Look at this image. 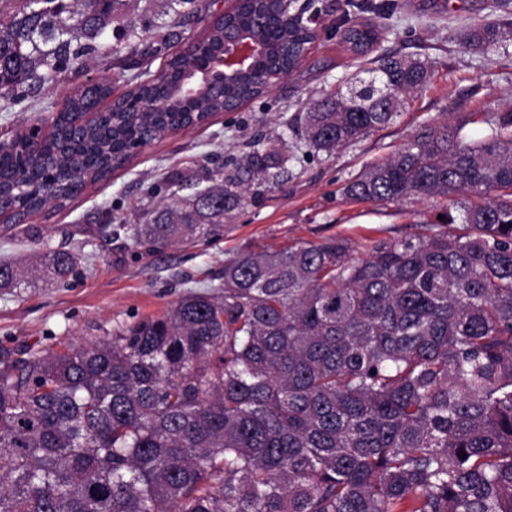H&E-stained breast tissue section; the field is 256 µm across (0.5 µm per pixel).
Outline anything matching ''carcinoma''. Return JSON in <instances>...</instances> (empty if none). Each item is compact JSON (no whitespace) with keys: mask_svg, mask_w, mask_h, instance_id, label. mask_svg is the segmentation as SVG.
I'll return each instance as SVG.
<instances>
[{"mask_svg":"<svg viewBox=\"0 0 512 512\" xmlns=\"http://www.w3.org/2000/svg\"><path fill=\"white\" fill-rule=\"evenodd\" d=\"M130 2L0 0L1 97L35 98L94 61L134 72L126 98L78 129L112 88L70 96L45 149L0 143L1 211L57 206L112 155L262 97L245 76L221 95L198 87L223 25L269 49L271 81L317 38L273 0H242L142 83L135 70L201 5L161 0L168 24L126 19ZM381 29L353 24L343 42L364 54ZM508 34L488 22L458 41L486 48ZM363 74L295 115L306 146L331 154L362 140L433 78L424 61L390 54ZM128 98L164 109L137 112ZM487 123L473 142L428 125L343 187L372 203L474 196L460 233L381 240L362 259L342 238L242 253L224 264L220 298L189 294L95 344L0 358V512H512V111ZM282 166L255 149L237 173L153 210L139 237L157 252L218 239L249 182L274 183ZM75 268L60 250L25 270L0 261V290L39 272L64 283Z\"/></svg>","mask_w":512,"mask_h":512,"instance_id":"1","label":"carcinoma"}]
</instances>
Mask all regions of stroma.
<instances>
[{"label": "stroma", "instance_id": "stroma-1", "mask_svg": "<svg viewBox=\"0 0 512 512\" xmlns=\"http://www.w3.org/2000/svg\"><path fill=\"white\" fill-rule=\"evenodd\" d=\"M330 2L329 27L303 64L265 97L147 144L123 166L88 184L65 208L29 216L38 239L0 225V260L24 262L46 247L71 251L77 260V274L67 284L39 281L0 290V356L43 355L95 342L163 314L187 294H218L225 261L241 253L340 237L348 241L353 257L364 258L378 241L445 229L444 217L453 209L447 200L409 196L394 203L354 202L342 189L426 125H459L466 140L475 141L489 134L490 116L512 110V35L485 50L465 48L457 40L468 24L511 23L512 0H503L493 11L486 0H396L374 52L427 61L432 82L367 138L330 154L311 150L299 156V139L289 121L323 87L341 83L364 66V59L343 44L342 25L376 21L374 8L384 0ZM234 3L202 0L199 20L166 54L153 58L152 71L163 67L167 54L205 35ZM91 80L111 83L117 95L127 89L115 69L93 64L80 74L63 75L36 102L0 100V142L11 140L21 127L48 122L70 92ZM270 147L287 156L286 173L225 221L223 238L155 253L137 243L136 231L151 207L186 200L211 185L227 158Z\"/></svg>", "mask_w": 512, "mask_h": 512}]
</instances>
